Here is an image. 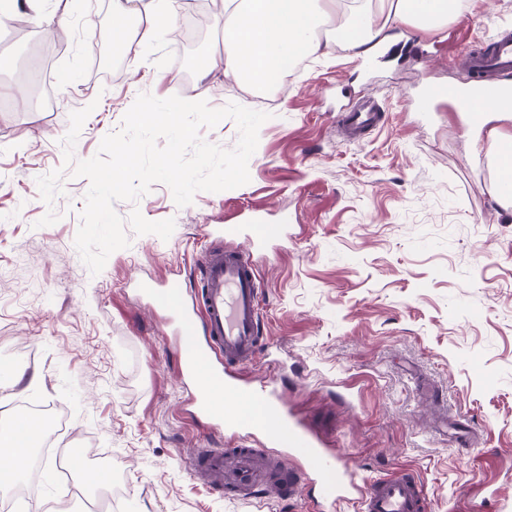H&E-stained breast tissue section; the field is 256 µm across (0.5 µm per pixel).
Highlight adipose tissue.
I'll list each match as a JSON object with an SVG mask.
<instances>
[{
    "mask_svg": "<svg viewBox=\"0 0 512 512\" xmlns=\"http://www.w3.org/2000/svg\"><path fill=\"white\" fill-rule=\"evenodd\" d=\"M243 7L224 22V53L208 55L197 69L225 74L260 88L276 84L296 61L340 46L351 57L366 59L390 40L389 30L402 22L432 31L452 13L449 0H242ZM333 23L329 41L316 35L318 25ZM31 426L24 417L0 427V488L18 484L31 457Z\"/></svg>",
    "mask_w": 512,
    "mask_h": 512,
    "instance_id": "ef3b65f1",
    "label": "adipose tissue"
}]
</instances>
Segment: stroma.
<instances>
[{
	"mask_svg": "<svg viewBox=\"0 0 512 512\" xmlns=\"http://www.w3.org/2000/svg\"><path fill=\"white\" fill-rule=\"evenodd\" d=\"M129 20L133 47L113 55L95 39L112 0H33L0 19V364L33 351L27 383L0 384V425L25 402L66 415L33 456L41 479L26 512H84L56 464L75 444L124 473L113 512H320L309 489L245 503L192 473L197 448L235 441L193 416L180 350L140 292L171 278L198 290L210 246L251 248L225 225L257 219L288 236L254 250L266 347L238 376L275 385L358 479L411 471L433 512H512V207L493 195L487 141L454 109L411 103L425 83L469 81L463 53L512 28V0H465L437 31L397 25L368 59L339 48L309 58L266 91L275 105L249 183L182 208L160 183L115 202L120 216L136 208L175 230L129 233L94 275L74 244L89 181L64 162L71 112L92 109L74 147L85 160L142 93L256 106L223 70L184 71L191 47L175 26L143 45L144 14ZM361 102L381 121L344 140L338 112ZM442 408L477 448L458 451L435 426Z\"/></svg>",
	"mask_w": 512,
	"mask_h": 512,
	"instance_id": "stroma-1",
	"label": "stroma"
}]
</instances>
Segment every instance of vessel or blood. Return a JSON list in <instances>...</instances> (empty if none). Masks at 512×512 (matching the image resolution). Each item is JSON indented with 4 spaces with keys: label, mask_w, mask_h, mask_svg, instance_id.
Returning <instances> with one entry per match:
<instances>
[{
    "label": "vessel or blood",
    "mask_w": 512,
    "mask_h": 512,
    "mask_svg": "<svg viewBox=\"0 0 512 512\" xmlns=\"http://www.w3.org/2000/svg\"><path fill=\"white\" fill-rule=\"evenodd\" d=\"M473 91L465 95L455 86L432 87L419 108L443 99L461 106L471 126H479L486 113L512 109V30H499L488 49L470 51L462 59ZM379 112L371 108L350 111L343 118L350 136L376 126ZM253 246L279 241L282 224L234 226ZM203 284L186 296L179 280L148 289L151 305L168 316L181 344L183 375L191 382L189 403L196 416L213 421L216 429L244 432L247 443L233 448H201L190 462L192 472L226 493L244 501L264 496L268 487L295 495L306 475L289 461L300 457L317 475L318 502L336 507L347 489H354L361 512H427L428 499L420 479L410 471L358 483L353 471L340 463L310 426L295 421L284 399L274 390H257L235 374L238 366L254 361L263 345L261 290L255 263L237 248L219 247L204 258ZM244 399L256 403L252 413L224 410V402Z\"/></svg>",
    "instance_id": "vessel-or-blood-1"
}]
</instances>
